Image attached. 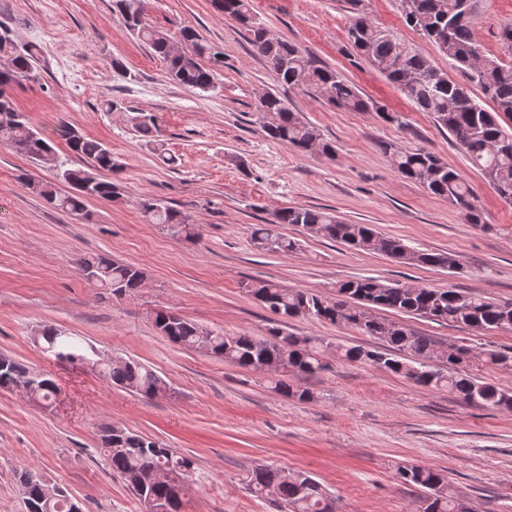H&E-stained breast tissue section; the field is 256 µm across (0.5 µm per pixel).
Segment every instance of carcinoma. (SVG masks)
<instances>
[{
  "label": "carcinoma",
  "instance_id": "cac0c4a2",
  "mask_svg": "<svg viewBox=\"0 0 512 512\" xmlns=\"http://www.w3.org/2000/svg\"><path fill=\"white\" fill-rule=\"evenodd\" d=\"M482 0H402L406 23L421 32L448 57V65L461 71L469 82L481 88L490 102L472 97L463 85L448 79L419 49L393 41L368 18L358 15L348 29V39L358 53L388 80L396 84L423 111L433 115L437 126L448 131L455 145L465 154L498 195L512 202V134L502 122L512 119V63L485 55L472 25ZM116 11L140 41L165 61L171 79L182 86L201 92L215 89V73L202 64L206 58L213 65L224 62V53L200 39L192 28L181 35L187 49L174 51L169 36L147 24V0H113ZM213 7L238 19L250 34L254 50L264 57L277 79L289 86H304L322 95L331 104L354 112H377L385 121L395 117L384 107L362 98L358 88L336 71L317 64L299 47L271 37L252 18L249 0H212ZM33 45H18L7 32L0 33V142L15 152L42 163L55 153L53 140L35 130L27 116L14 107L3 87L30 79L37 64ZM268 137L301 151L333 153L315 127L305 123L288 103L274 92L258 101ZM141 137L154 142L158 117L143 112L130 116ZM69 150L85 161L75 167L69 160H57L56 179L67 184L70 192L62 193L53 182H27L31 189L62 211L82 214L90 199L109 200L122 195V187L98 176L100 171L115 172L120 164L105 144L86 137L79 129L63 122L56 129ZM392 168L415 180L431 194L444 197L461 207L473 224L480 223L466 178L448 167L433 153L422 148L382 146ZM141 209L147 221L165 224L174 236L195 238V225L181 212L160 202L145 200ZM282 224H293L302 233L347 245L364 252L385 255L399 263L441 267L454 270L458 261L450 254L418 250L403 240L385 236L370 224H350L328 208L287 207L275 213L268 224L254 228V245L264 251L290 253L300 247L297 240L278 231ZM84 280L115 296H123L143 287L145 273L136 267L97 255L77 259ZM272 313L283 318L305 317L319 322L343 323L372 336L385 345L383 349L360 345H333L317 336H295L276 327L265 337L224 334L181 317L169 309L153 315V323L169 342L224 359L254 372L274 366L313 376L328 368V351L347 362H360L403 376L414 383L436 390H446L464 401L485 409L512 407V394L470 376L468 367L478 359L486 365L511 368L512 355L497 350L475 354L464 345L440 346L429 336L415 333L404 325L392 324L375 314L392 310L458 328L512 331V303L500 304L481 295L466 294L454 288H433L406 283L382 284L360 278L336 284V298L303 289H285L271 281L247 286ZM44 349L51 353L66 352L82 360L88 348L81 346L64 331L53 326L41 329ZM0 388L18 389L31 398L49 401L56 395L55 381L12 357L0 356ZM102 373L114 385L152 399L165 392L166 382L149 366L130 358H118L105 365ZM274 391L286 398L308 402L314 399L309 388L275 382ZM100 441L112 473L142 502L150 503L153 512H180L181 494L192 461L172 448L134 434L118 425L104 426ZM397 474L404 484L419 489L426 504L424 512H468L466 504L448 494L447 477L425 465L401 466ZM26 512H82L70 495L49 498L44 493L42 476L34 470L20 473ZM249 492L272 500L279 512H335L332 500L311 475L260 466L245 477Z\"/></svg>",
  "mask_w": 512,
  "mask_h": 512
}]
</instances>
